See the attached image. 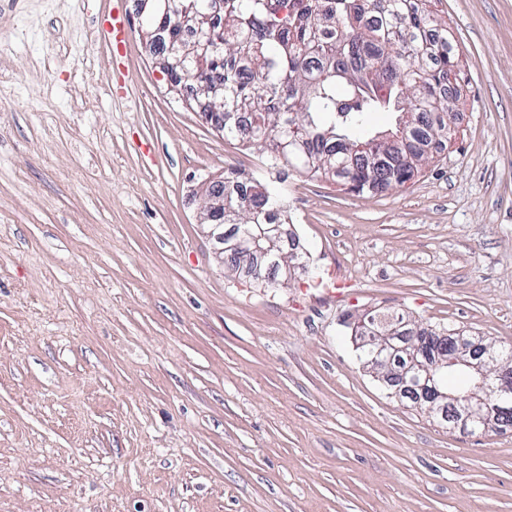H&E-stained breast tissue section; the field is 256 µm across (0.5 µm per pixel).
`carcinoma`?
Returning <instances> with one entry per match:
<instances>
[{"label": "carcinoma", "mask_w": 512, "mask_h": 512, "mask_svg": "<svg viewBox=\"0 0 512 512\" xmlns=\"http://www.w3.org/2000/svg\"><path fill=\"white\" fill-rule=\"evenodd\" d=\"M209 0H194L195 36L186 38L178 21L187 0H159L140 21L155 50H188L168 70L170 92L182 93L186 78L218 77L224 94L214 110L224 113V139L265 150V165L301 175L329 176L358 194L401 187L428 161L426 146L451 136L448 116L455 98L445 80L459 67L448 23L430 9L431 0H223L221 19L209 16ZM219 36L215 49L198 62L193 48ZM247 112L260 125L244 133L234 116ZM374 112L411 113L392 143L369 151L367 129ZM283 189L239 188L224 208V244L239 227L274 224ZM459 334H421L418 359L453 353Z\"/></svg>", "instance_id": "obj_1"}]
</instances>
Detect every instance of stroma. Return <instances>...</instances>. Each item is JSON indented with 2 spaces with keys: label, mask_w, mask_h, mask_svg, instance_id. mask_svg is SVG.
Instances as JSON below:
<instances>
[{
  "label": "stroma",
  "mask_w": 512,
  "mask_h": 512,
  "mask_svg": "<svg viewBox=\"0 0 512 512\" xmlns=\"http://www.w3.org/2000/svg\"><path fill=\"white\" fill-rule=\"evenodd\" d=\"M0 0V512H512V427L449 428L349 325L512 346V0H434L456 142L402 188L288 171L260 288L220 267L202 182L276 175L169 93L126 0ZM128 27V15L120 1L116 2L111 10V18L108 21L106 33L109 38L116 44L122 46L125 41L126 31Z\"/></svg>",
  "instance_id": "obj_1"
}]
</instances>
